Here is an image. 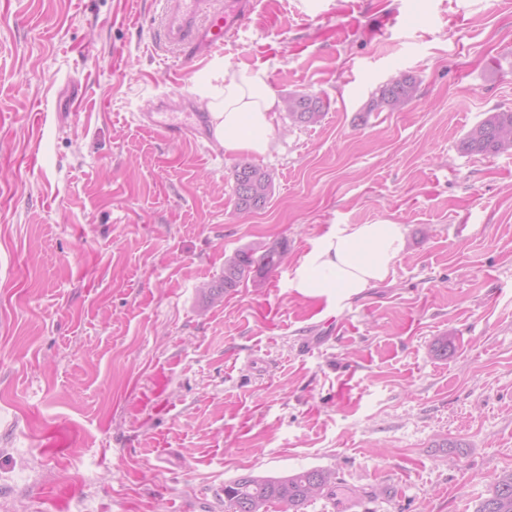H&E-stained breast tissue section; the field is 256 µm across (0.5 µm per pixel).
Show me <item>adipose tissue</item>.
Segmentation results:
<instances>
[{"mask_svg": "<svg viewBox=\"0 0 512 512\" xmlns=\"http://www.w3.org/2000/svg\"><path fill=\"white\" fill-rule=\"evenodd\" d=\"M196 92L210 115L213 140L225 153L263 156L272 150L282 102L266 69L220 71ZM404 248L403 228L392 221L345 225L316 240L298 262L291 286L306 298L362 292L388 276Z\"/></svg>", "mask_w": 512, "mask_h": 512, "instance_id": "adipose-tissue-1", "label": "adipose tissue"}]
</instances>
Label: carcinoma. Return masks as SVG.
I'll use <instances>...</instances> for the list:
<instances>
[{"label":"carcinoma","instance_id":"1","mask_svg":"<svg viewBox=\"0 0 512 512\" xmlns=\"http://www.w3.org/2000/svg\"><path fill=\"white\" fill-rule=\"evenodd\" d=\"M417 91L413 76L401 73L380 86L369 101L368 112H394L412 101ZM292 124L314 125L321 121L325 105L321 98L294 94L284 100ZM465 154L494 155L512 150V111H489L461 140ZM235 206L239 212L263 209L272 193L270 173L247 160L234 167ZM287 244L275 241L237 251L224 262V276L201 289L204 303L212 304L239 287L257 267L272 269L286 254ZM336 490V474L328 469H303L286 476L243 475L224 485L227 512H268L277 503L287 512H301L317 498L329 499ZM474 512H512V470L501 472L479 496Z\"/></svg>","mask_w":512,"mask_h":512}]
</instances>
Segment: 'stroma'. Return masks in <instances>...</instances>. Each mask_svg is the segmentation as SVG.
Listing matches in <instances>:
<instances>
[{
	"mask_svg": "<svg viewBox=\"0 0 512 512\" xmlns=\"http://www.w3.org/2000/svg\"><path fill=\"white\" fill-rule=\"evenodd\" d=\"M162 9L0 0V512H224L225 482L309 468L377 512H473L512 470V151L458 146L512 110V0H261L195 72ZM219 65L327 105L279 112L246 217L238 156L138 121ZM399 73L415 98L367 112ZM382 220L405 228L384 281L290 288L317 238ZM280 239L277 283L202 303ZM284 107L294 125L317 124L325 113V105L321 98L304 93L288 96L284 100ZM235 206L239 213H253L263 209L272 193L270 173L247 160L234 167ZM285 241H275L256 248L237 251L224 262V276L218 281L201 288L200 295L204 303L212 304L223 299L224 294L238 288L249 278L256 267L272 269L280 264L286 254Z\"/></svg>",
	"mask_w": 512,
	"mask_h": 512,
	"instance_id": "1",
	"label": "stroma"
}]
</instances>
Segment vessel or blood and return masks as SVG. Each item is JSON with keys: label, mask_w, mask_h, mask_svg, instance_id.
Listing matches in <instances>:
<instances>
[{"label": "vessel or blood", "mask_w": 512, "mask_h": 512, "mask_svg": "<svg viewBox=\"0 0 512 512\" xmlns=\"http://www.w3.org/2000/svg\"><path fill=\"white\" fill-rule=\"evenodd\" d=\"M162 37L180 50L185 67L199 70L220 51L230 34L249 24L258 0H165ZM143 126L168 141H198L208 136L209 116L188 108L182 98L160 99L140 113Z\"/></svg>", "instance_id": "obj_1"}]
</instances>
